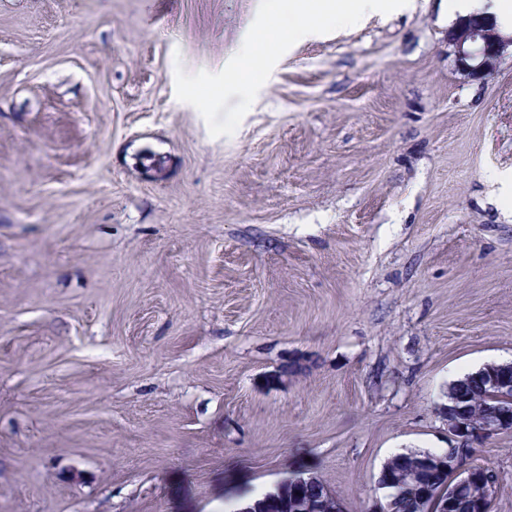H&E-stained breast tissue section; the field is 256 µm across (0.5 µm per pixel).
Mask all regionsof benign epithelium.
<instances>
[{"mask_svg": "<svg viewBox=\"0 0 512 512\" xmlns=\"http://www.w3.org/2000/svg\"><path fill=\"white\" fill-rule=\"evenodd\" d=\"M448 44L453 47L456 63L464 73L488 77L492 75L503 56L512 47V36L503 35L493 19L487 15H475L458 21L448 30ZM489 390L485 393L483 412L475 418L472 402L467 397L448 399L444 411L448 419V436L457 444L448 448L446 457L437 464L447 469L453 479L470 480L479 475L488 486L496 482L494 471L471 461H461L463 448H471L475 442L512 431V411L492 404L505 392H512V362L486 365ZM303 481L285 483L277 491L264 494L252 505L238 512H288V489ZM452 489L442 484L433 494L425 498L422 512H448V497Z\"/></svg>", "mask_w": 512, "mask_h": 512, "instance_id": "7a95c632", "label": "benign epithelium"}]
</instances>
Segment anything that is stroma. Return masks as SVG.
I'll use <instances>...</instances> for the list:
<instances>
[{
	"mask_svg": "<svg viewBox=\"0 0 512 512\" xmlns=\"http://www.w3.org/2000/svg\"><path fill=\"white\" fill-rule=\"evenodd\" d=\"M259 0H0V512H380L512 362V51L446 0L292 46L231 136L175 95ZM306 369L272 385L284 363ZM512 512V432L480 441ZM448 43L459 69L467 75L488 77L512 47V36H504L490 16L475 15L449 29ZM436 453L410 452L395 455L387 461L390 469L399 476V483L384 485L388 491L391 512H420L418 499L413 495L411 487L419 484L427 485V472L421 468L420 462ZM313 479L285 483L278 487L276 492L264 494L261 498L255 500L252 505L240 509L239 512H288V487L299 486L305 481H312Z\"/></svg>",
	"mask_w": 512,
	"mask_h": 512,
	"instance_id": "1",
	"label": "stroma"
}]
</instances>
